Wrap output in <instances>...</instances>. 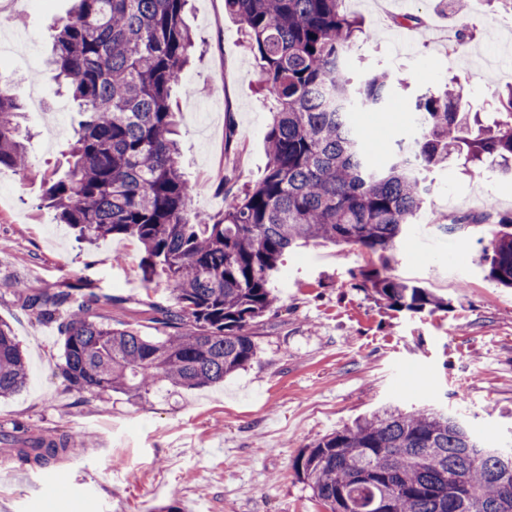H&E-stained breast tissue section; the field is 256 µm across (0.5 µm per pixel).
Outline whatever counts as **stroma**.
<instances>
[{"label":"stroma","instance_id":"obj_1","mask_svg":"<svg viewBox=\"0 0 512 512\" xmlns=\"http://www.w3.org/2000/svg\"><path fill=\"white\" fill-rule=\"evenodd\" d=\"M72 0H0L14 24L0 38V71L15 73L25 103L32 166L0 171V320L27 364L16 395L0 399V426L29 433L79 434L77 453L56 467L0 470V512H329L293 463L312 440L384 406H433L455 414L476 436L512 439V289L485 276L492 224L441 225L452 214L512 213V181L487 167L451 161L428 175L431 191L404 241L385 253L312 240L287 253L278 301L249 332L256 355L219 384L161 387L140 398L79 394L61 376L62 338L24 307L17 286L53 292L82 279L115 296L101 321L159 336L156 310L169 306L165 280L144 283L140 244L114 237L77 241L53 210L40 207L48 176L67 168L75 106L51 80L53 22ZM363 35L349 66L355 81L388 70L400 83L362 129L373 157L419 136L418 95L452 81L471 111L492 121L496 90L512 85V0H483L445 21L441 0H346ZM415 15L403 28L395 18ZM196 43L177 92L181 161L200 187L192 208L212 215L227 191L254 184L266 164L270 101L264 73L224 0H188ZM470 39L458 41L460 29ZM236 142L225 148V131ZM414 281L448 300L433 314L399 311L356 288L363 270Z\"/></svg>","mask_w":512,"mask_h":512}]
</instances>
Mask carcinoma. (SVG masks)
I'll use <instances>...</instances> for the list:
<instances>
[{
  "label": "carcinoma",
  "instance_id": "1",
  "mask_svg": "<svg viewBox=\"0 0 512 512\" xmlns=\"http://www.w3.org/2000/svg\"><path fill=\"white\" fill-rule=\"evenodd\" d=\"M187 0H74L52 25V80L64 83L81 119L64 174L48 178L42 204L77 238L136 239L146 283L165 279L172 305L165 335L94 320L101 298L78 280L53 292L24 289V305L63 336L62 372L79 392L140 397L163 384L196 388L224 381L256 355L251 323L277 301L275 275L301 240L323 239L373 251L392 249L430 192L424 172L456 156L502 159L512 177V85L497 92L493 124L475 118L451 86L415 103L420 136L383 165L371 160L353 112L377 111L393 85L386 71L355 84L348 59L361 23L343 0H224L261 61L275 100L267 162L251 187L225 197L224 210L198 217L196 185L182 172L171 90L183 82L194 48ZM23 105L0 87V170L31 167ZM499 224L486 277L512 288V216L487 211L451 224ZM357 287L412 313L448 301L411 281L362 273ZM27 362L0 322V397L20 391ZM73 435L0 430L11 457L33 468L58 464ZM442 409H384L311 441L293 467L330 512H512V464L482 451Z\"/></svg>",
  "mask_w": 512,
  "mask_h": 512
}]
</instances>
